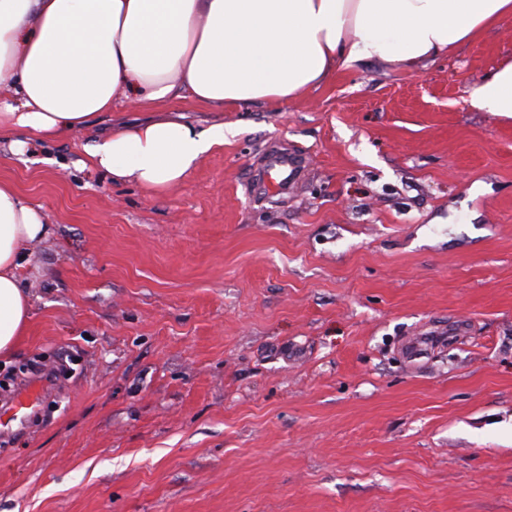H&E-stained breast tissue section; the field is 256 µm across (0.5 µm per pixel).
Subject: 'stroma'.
Returning a JSON list of instances; mask_svg holds the SVG:
<instances>
[{"mask_svg": "<svg viewBox=\"0 0 512 512\" xmlns=\"http://www.w3.org/2000/svg\"><path fill=\"white\" fill-rule=\"evenodd\" d=\"M506 63L512 21L277 109L113 107L95 132L231 128L162 195L85 168L88 133L1 141L51 233L0 407L57 379L0 436V512H512V118L467 101ZM275 144L307 169L285 196L254 188Z\"/></svg>", "mask_w": 512, "mask_h": 512, "instance_id": "1", "label": "stroma"}]
</instances>
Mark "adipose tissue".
I'll return each instance as SVG.
<instances>
[{
	"instance_id": "ef3b65f1",
	"label": "adipose tissue",
	"mask_w": 512,
	"mask_h": 512,
	"mask_svg": "<svg viewBox=\"0 0 512 512\" xmlns=\"http://www.w3.org/2000/svg\"><path fill=\"white\" fill-rule=\"evenodd\" d=\"M512 20V0H0V133L59 139L119 100L183 96L221 109L280 106L329 82L338 66L410 71ZM512 117V63L469 92ZM227 130L183 117L118 124L88 143V163L114 182L162 194L222 148ZM50 233L41 203L0 181V359L25 335L32 297L21 270Z\"/></svg>"
}]
</instances>
